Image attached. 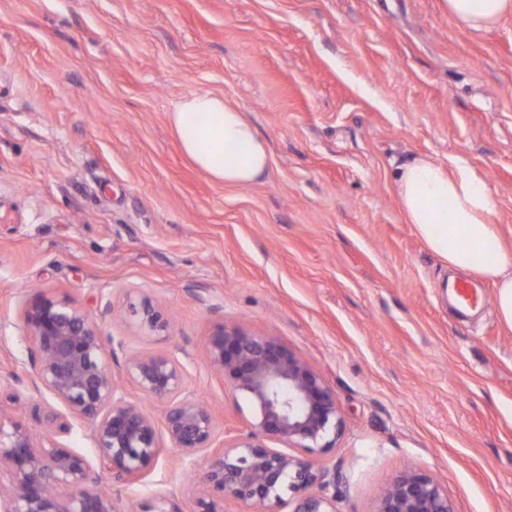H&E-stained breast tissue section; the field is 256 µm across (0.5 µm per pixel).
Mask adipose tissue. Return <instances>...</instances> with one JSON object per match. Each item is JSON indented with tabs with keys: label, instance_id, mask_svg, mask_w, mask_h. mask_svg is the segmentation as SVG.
<instances>
[{
	"label": "adipose tissue",
	"instance_id": "adipose-tissue-1",
	"mask_svg": "<svg viewBox=\"0 0 512 512\" xmlns=\"http://www.w3.org/2000/svg\"><path fill=\"white\" fill-rule=\"evenodd\" d=\"M460 29L483 31L512 13V0H441ZM191 162L214 181L243 187L258 183L272 164L269 141L223 95L194 91L169 114ZM393 188L406 223L445 266L492 281L502 325L512 331V253L501 244L493 217L497 202L469 165H443L420 156L398 167Z\"/></svg>",
	"mask_w": 512,
	"mask_h": 512
}]
</instances>
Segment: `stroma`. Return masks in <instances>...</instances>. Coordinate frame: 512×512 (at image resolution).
<instances>
[{"label":"stroma","instance_id":"stroma-1","mask_svg":"<svg viewBox=\"0 0 512 512\" xmlns=\"http://www.w3.org/2000/svg\"><path fill=\"white\" fill-rule=\"evenodd\" d=\"M220 93L268 137L248 187L215 183L168 122ZM464 160L512 251V15L456 28L440 0H0V411L42 429L25 307L68 299L128 356L184 363L219 432L246 416L206 358L215 323L271 336L336 393L343 428L315 459L337 512H372L402 467L456 512H512V332L490 281L459 315L406 224L397 166ZM170 318L144 336L128 292ZM201 470L164 449L114 496L190 512Z\"/></svg>","mask_w":512,"mask_h":512}]
</instances>
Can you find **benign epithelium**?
<instances>
[{
	"label": "benign epithelium",
	"mask_w": 512,
	"mask_h": 512,
	"mask_svg": "<svg viewBox=\"0 0 512 512\" xmlns=\"http://www.w3.org/2000/svg\"><path fill=\"white\" fill-rule=\"evenodd\" d=\"M125 313L147 335L169 328L164 312L146 295L128 294ZM25 320L36 342L35 388L50 392L68 412L91 426L96 463L64 444L38 440L21 418L0 413V512H121L102 489L105 472L126 484L142 481L163 451L155 418L128 401L112 373L113 349L100 328L66 299L34 298ZM206 354L211 369L243 400L248 429L224 438L214 411L183 394L186 368L164 354H134L126 380L144 396L169 402L163 427L186 466L204 460L203 488L191 512H224L227 501L252 512H336L335 479L312 457L333 448L342 430L335 391L307 362L276 339L238 325L216 324ZM52 430L70 431L55 407L43 409ZM274 442L273 448L267 442ZM126 512H181L157 495L124 505ZM374 512H456L432 474L403 468Z\"/></svg>",
	"instance_id": "1"
}]
</instances>
